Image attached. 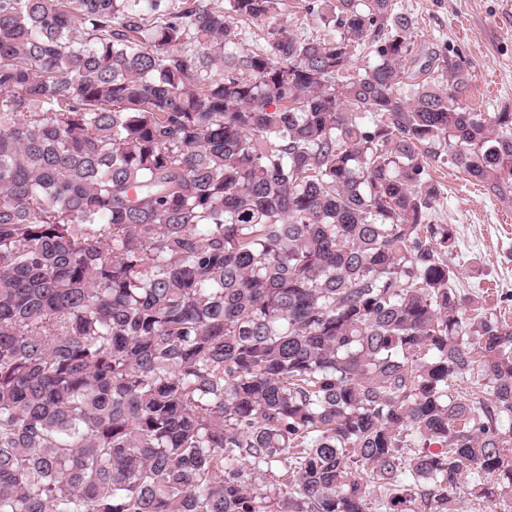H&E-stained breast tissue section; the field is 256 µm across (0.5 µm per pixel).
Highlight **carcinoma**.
I'll list each match as a JSON object with an SVG mask.
<instances>
[{
	"instance_id": "1",
	"label": "carcinoma",
	"mask_w": 512,
	"mask_h": 512,
	"mask_svg": "<svg viewBox=\"0 0 512 512\" xmlns=\"http://www.w3.org/2000/svg\"><path fill=\"white\" fill-rule=\"evenodd\" d=\"M277 7L0 0V512L512 491V324L451 287L431 174L502 191L512 112L393 0L239 48Z\"/></svg>"
}]
</instances>
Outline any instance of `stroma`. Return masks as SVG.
<instances>
[{"instance_id":"stroma-1","label":"stroma","mask_w":512,"mask_h":512,"mask_svg":"<svg viewBox=\"0 0 512 512\" xmlns=\"http://www.w3.org/2000/svg\"><path fill=\"white\" fill-rule=\"evenodd\" d=\"M396 9L414 22L418 53L445 50L471 66L469 105L481 112H512V0H395ZM304 0H279L273 18L240 25V46L258 51L271 28L286 23L307 36L326 35L323 24L307 15ZM441 195L434 218L454 225L458 246L448 264L452 287L478 295L485 310L512 323V185L495 194L466 180L448 162L436 164Z\"/></svg>"}]
</instances>
